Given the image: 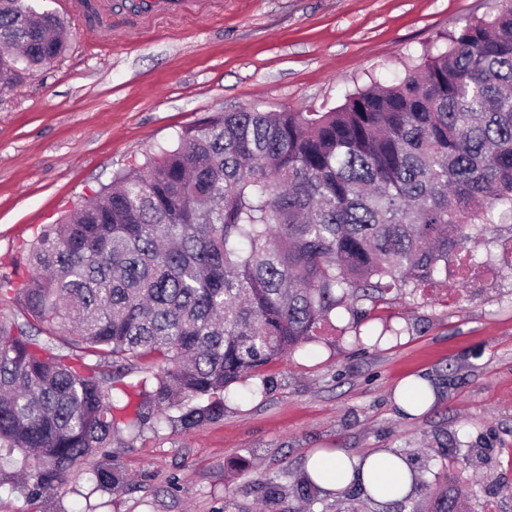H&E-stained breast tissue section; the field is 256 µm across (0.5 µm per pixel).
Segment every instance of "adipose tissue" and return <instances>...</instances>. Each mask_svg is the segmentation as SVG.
Returning a JSON list of instances; mask_svg holds the SVG:
<instances>
[{"mask_svg": "<svg viewBox=\"0 0 512 512\" xmlns=\"http://www.w3.org/2000/svg\"><path fill=\"white\" fill-rule=\"evenodd\" d=\"M308 470L328 491H338L353 483L363 484L371 491L382 484L395 487L403 495L412 486L406 463L387 452L351 457L342 450L331 449L314 456Z\"/></svg>", "mask_w": 512, "mask_h": 512, "instance_id": "obj_1", "label": "adipose tissue"}]
</instances>
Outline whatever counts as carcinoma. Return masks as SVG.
I'll list each match as a JSON object with an SVG mask.
<instances>
[{
  "label": "carcinoma",
  "instance_id": "carcinoma-1",
  "mask_svg": "<svg viewBox=\"0 0 512 512\" xmlns=\"http://www.w3.org/2000/svg\"><path fill=\"white\" fill-rule=\"evenodd\" d=\"M61 20L0 0V88L63 52ZM512 224V0L390 82L330 112H214L77 210L0 274V460L48 492L80 463L119 492L112 433L185 431L224 395L316 340L336 310L448 272V254ZM150 362L152 376L114 380ZM276 502L285 487L264 479ZM312 506L321 488L293 481ZM410 512H463L440 490Z\"/></svg>",
  "mask_w": 512,
  "mask_h": 512
}]
</instances>
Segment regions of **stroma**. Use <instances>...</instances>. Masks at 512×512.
<instances>
[{"instance_id":"1","label":"stroma","mask_w":512,"mask_h":512,"mask_svg":"<svg viewBox=\"0 0 512 512\" xmlns=\"http://www.w3.org/2000/svg\"><path fill=\"white\" fill-rule=\"evenodd\" d=\"M67 25L63 54L0 90V265L42 224L83 205L181 129L215 112H325L381 73L422 61L427 44L493 14L496 0H187L179 13L138 0H30ZM111 20L102 30V20ZM379 344L353 339L349 315L264 369L274 384L184 431L112 438L120 493L84 470L40 495L0 465V512H288L284 485L313 453L400 452L427 464L412 501L448 483L469 512H512V224L448 258V283L363 303ZM418 375L435 392L409 415L394 392Z\"/></svg>"}]
</instances>
